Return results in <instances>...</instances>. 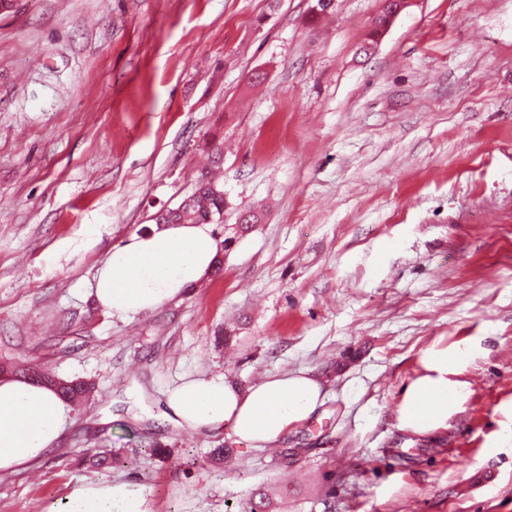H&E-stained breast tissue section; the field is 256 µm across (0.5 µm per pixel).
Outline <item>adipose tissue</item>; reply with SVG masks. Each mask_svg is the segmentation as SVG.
<instances>
[{
	"instance_id": "1",
	"label": "adipose tissue",
	"mask_w": 512,
	"mask_h": 512,
	"mask_svg": "<svg viewBox=\"0 0 512 512\" xmlns=\"http://www.w3.org/2000/svg\"><path fill=\"white\" fill-rule=\"evenodd\" d=\"M218 243L207 224L152 228L110 248L92 290L113 317L126 319L181 297L216 263ZM483 354L478 341L462 339L427 348L405 387L398 410L401 429L427 436L447 428L471 394L463 375ZM323 403L322 386L307 371L265 377L242 389L225 376L192 379L166 393L174 426L196 432L230 427L239 442L263 448L284 440ZM68 420L58 393L28 379H0V471L37 463L57 445ZM50 512H149L140 488L128 481L78 484Z\"/></svg>"
}]
</instances>
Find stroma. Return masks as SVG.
Wrapping results in <instances>:
<instances>
[{
    "mask_svg": "<svg viewBox=\"0 0 512 512\" xmlns=\"http://www.w3.org/2000/svg\"><path fill=\"white\" fill-rule=\"evenodd\" d=\"M315 5L18 0L0 15V363L94 385L55 448L0 473V512L116 481L150 512H242L282 482L285 512H512V0H412L372 45L382 0ZM217 152L221 272L106 314L91 285L107 250ZM465 338L486 353L464 411L430 437L401 430L422 351ZM300 369L325 402L278 449L161 417L183 380ZM104 449L118 463L90 466Z\"/></svg>",
    "mask_w": 512,
    "mask_h": 512,
    "instance_id": "35a3bbf8",
    "label": "stroma"
}]
</instances>
